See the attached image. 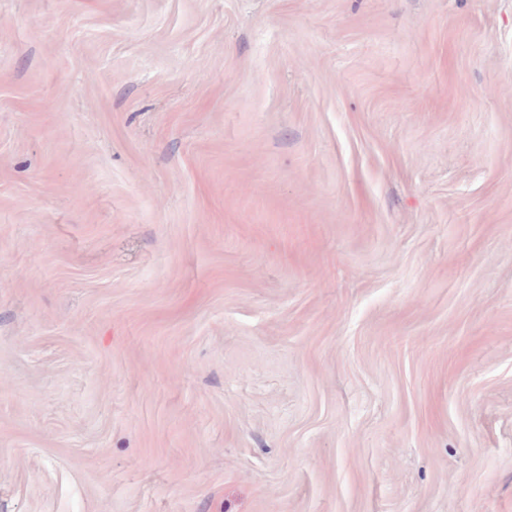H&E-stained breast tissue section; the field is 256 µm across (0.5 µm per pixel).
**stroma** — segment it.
<instances>
[{"mask_svg": "<svg viewBox=\"0 0 512 512\" xmlns=\"http://www.w3.org/2000/svg\"><path fill=\"white\" fill-rule=\"evenodd\" d=\"M0 512H512V0H0Z\"/></svg>", "mask_w": 512, "mask_h": 512, "instance_id": "35a3bbf8", "label": "stroma"}]
</instances>
